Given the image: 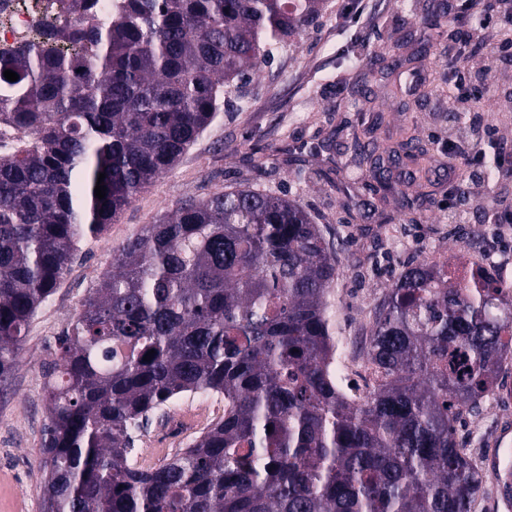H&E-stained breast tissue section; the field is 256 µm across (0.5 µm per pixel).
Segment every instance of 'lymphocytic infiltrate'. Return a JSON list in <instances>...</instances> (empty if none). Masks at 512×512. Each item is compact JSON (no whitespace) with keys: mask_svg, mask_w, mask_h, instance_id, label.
<instances>
[{"mask_svg":"<svg viewBox=\"0 0 512 512\" xmlns=\"http://www.w3.org/2000/svg\"><path fill=\"white\" fill-rule=\"evenodd\" d=\"M455 32L448 38V111L471 116L470 125L437 138L448 154V218L464 224L469 207L481 205L488 224H512V205L489 196L485 169L512 172V125L490 123L473 111L482 99L496 112H512V0H448Z\"/></svg>","mask_w":512,"mask_h":512,"instance_id":"1","label":"lymphocytic infiltrate"}]
</instances>
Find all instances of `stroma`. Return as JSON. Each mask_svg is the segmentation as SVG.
<instances>
[{
    "label": "stroma",
    "mask_w": 512,
    "mask_h": 512,
    "mask_svg": "<svg viewBox=\"0 0 512 512\" xmlns=\"http://www.w3.org/2000/svg\"><path fill=\"white\" fill-rule=\"evenodd\" d=\"M349 0H326L311 28L279 46L263 70L232 89L228 105L181 160L124 208L100 239L82 243L53 295L31 320L10 377L0 383V512H42L40 430L45 417L43 367L56 337L112 256L144 225L189 197L204 198L230 186H249L300 199L327 240L341 243L334 298L341 320L380 302L406 266L422 262L432 247L457 257L472 244L488 246L493 225L473 208L465 224L448 221V170L434 169L436 186L414 209L401 192H413L417 168L410 160L391 169V188L366 176L371 154L401 139L421 141L446 134L447 113L434 111L447 95L443 50L449 26L428 17L437 0H363L362 15L337 24ZM316 139V152L291 155L290 141ZM509 394L495 410L463 416L457 437L475 463L500 418L512 416V360L501 373ZM178 407L154 418L135 437V461L157 463L182 447L173 434Z\"/></svg>",
    "instance_id": "stroma-1"
}]
</instances>
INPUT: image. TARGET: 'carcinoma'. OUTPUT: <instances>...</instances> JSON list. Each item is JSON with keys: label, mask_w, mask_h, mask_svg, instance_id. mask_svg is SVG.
Here are the masks:
<instances>
[{"label": "carcinoma", "mask_w": 512, "mask_h": 512, "mask_svg": "<svg viewBox=\"0 0 512 512\" xmlns=\"http://www.w3.org/2000/svg\"><path fill=\"white\" fill-rule=\"evenodd\" d=\"M322 0H59L80 23L0 51V381L26 326ZM12 70L18 80L8 81ZM106 196L95 197L98 174ZM337 249L286 193L188 198L112 256L43 374V512H472L453 423L512 353V293L423 261L374 312L377 385L337 383ZM152 359L143 360L148 351ZM183 395L224 415L161 463L134 432Z\"/></svg>", "instance_id": "cac0c4a2"}]
</instances>
